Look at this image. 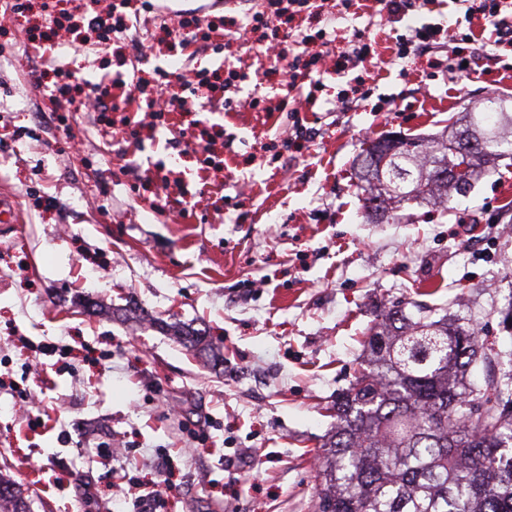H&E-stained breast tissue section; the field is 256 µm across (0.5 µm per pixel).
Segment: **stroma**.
Instances as JSON below:
<instances>
[{
    "mask_svg": "<svg viewBox=\"0 0 512 512\" xmlns=\"http://www.w3.org/2000/svg\"><path fill=\"white\" fill-rule=\"evenodd\" d=\"M464 11L444 0L390 24L377 0H309L293 29L368 54L305 70L317 100L297 108V49L266 0H155L137 16L138 64L66 26L34 45L0 15V186L21 218L0 224V473L31 512H144L163 457L167 512H313L331 406L377 307L419 286L449 313L481 312L483 340L512 349L495 313L512 295V166L450 215L414 206L389 223L367 219L354 185L372 141L433 136L449 114L512 95V50ZM189 13L215 29L171 55L160 26ZM414 22L441 34L397 58ZM174 57L190 78L249 77L228 104L202 96L158 118L58 112L29 82L34 69L106 85L119 72L122 97ZM181 332L205 333L203 347Z\"/></svg>",
    "mask_w": 512,
    "mask_h": 512,
    "instance_id": "stroma-1",
    "label": "stroma"
}]
</instances>
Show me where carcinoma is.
I'll list each match as a JSON object with an SVG mask.
<instances>
[{"mask_svg":"<svg viewBox=\"0 0 512 512\" xmlns=\"http://www.w3.org/2000/svg\"><path fill=\"white\" fill-rule=\"evenodd\" d=\"M494 112L448 118L440 141L386 135L360 160L358 195L371 219L423 203L450 212L455 195L512 159V98ZM473 143L464 157L461 142ZM355 381L336 396L315 512H512V350L480 342L478 317L413 300L380 314ZM0 512H29L0 476Z\"/></svg>","mask_w":512,"mask_h":512,"instance_id":"1","label":"carcinoma"}]
</instances>
